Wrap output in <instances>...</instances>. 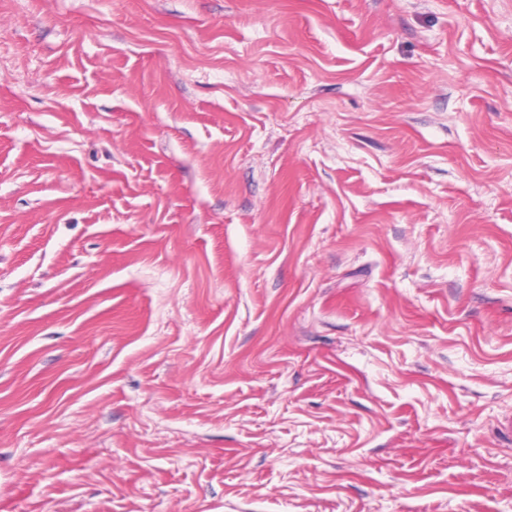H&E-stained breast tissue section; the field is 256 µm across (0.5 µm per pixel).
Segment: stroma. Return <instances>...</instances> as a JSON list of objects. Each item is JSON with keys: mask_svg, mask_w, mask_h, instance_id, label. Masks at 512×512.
Masks as SVG:
<instances>
[{"mask_svg": "<svg viewBox=\"0 0 512 512\" xmlns=\"http://www.w3.org/2000/svg\"><path fill=\"white\" fill-rule=\"evenodd\" d=\"M0 512H512V0H0Z\"/></svg>", "mask_w": 512, "mask_h": 512, "instance_id": "obj_1", "label": "stroma"}]
</instances>
